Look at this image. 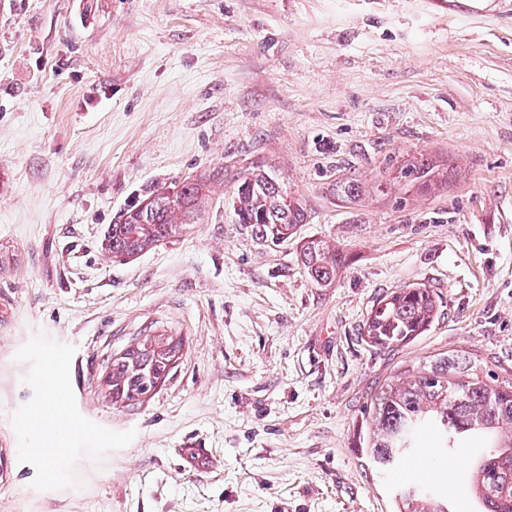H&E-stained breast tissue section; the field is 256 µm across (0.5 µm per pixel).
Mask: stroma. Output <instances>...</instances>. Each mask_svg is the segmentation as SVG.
Instances as JSON below:
<instances>
[{
	"label": "stroma",
	"mask_w": 512,
	"mask_h": 512,
	"mask_svg": "<svg viewBox=\"0 0 512 512\" xmlns=\"http://www.w3.org/2000/svg\"><path fill=\"white\" fill-rule=\"evenodd\" d=\"M421 156L447 183L386 182ZM256 165L304 198L296 238L237 223ZM187 177L209 188L189 233L105 251ZM303 239L344 250L329 287ZM412 283L441 317L370 347L373 304ZM163 330L169 379L112 404L105 361ZM450 350L512 381V0H0V512H392L409 483L477 512L457 474L480 449L389 476L358 450L385 377Z\"/></svg>",
	"instance_id": "1"
}]
</instances>
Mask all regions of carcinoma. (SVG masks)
Wrapping results in <instances>:
<instances>
[{
  "label": "carcinoma",
  "instance_id": "carcinoma-1",
  "mask_svg": "<svg viewBox=\"0 0 512 512\" xmlns=\"http://www.w3.org/2000/svg\"><path fill=\"white\" fill-rule=\"evenodd\" d=\"M439 175L429 157L396 169L393 179L427 193ZM206 184L186 178L149 192L122 211L108 233L112 256L127 259L153 242L183 234L198 218ZM237 222L251 228L258 242L293 238L305 223L302 198L287 191L261 166L238 176L232 202ZM304 272L317 286H329L345 265L343 250L311 239L300 243ZM443 298L425 284H410L382 297L363 324L362 336L379 350L397 349L425 333L439 318ZM182 340L166 333L139 336L112 355L102 381L112 404L145 401L168 378L181 357ZM366 414L372 433L360 441L361 453L379 474L388 475L430 436L442 453L469 440L485 447L467 480L480 512H512V382L501 381L459 351L440 353L419 367L388 376L371 397ZM394 512H449L448 497L425 484L396 489Z\"/></svg>",
  "mask_w": 512,
  "mask_h": 512
}]
</instances>
